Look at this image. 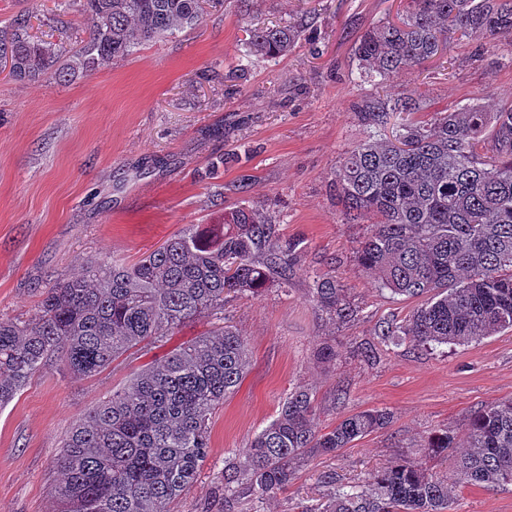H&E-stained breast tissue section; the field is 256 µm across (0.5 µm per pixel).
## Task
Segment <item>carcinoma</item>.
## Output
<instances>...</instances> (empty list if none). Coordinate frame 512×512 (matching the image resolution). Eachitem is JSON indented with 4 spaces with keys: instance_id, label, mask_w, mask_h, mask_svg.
<instances>
[{
    "instance_id": "obj_1",
    "label": "carcinoma",
    "mask_w": 512,
    "mask_h": 512,
    "mask_svg": "<svg viewBox=\"0 0 512 512\" xmlns=\"http://www.w3.org/2000/svg\"><path fill=\"white\" fill-rule=\"evenodd\" d=\"M201 2L84 0L89 38L67 59L35 39L21 15L0 28V66L17 81H69L193 26ZM450 34L511 39L512 0H408L398 21H380L359 37L355 54L366 77L384 84L436 57ZM299 37L294 27H260L247 46L255 56L277 57ZM417 111L405 93L358 103L367 136L340 162L334 184L347 214L375 219L357 248L360 266L394 295L426 297L403 324L382 328L380 342L410 336L423 346L468 344L512 328V108L470 104L379 135L393 115ZM296 251L295 243L280 247L262 210L242 207L216 224L186 225L133 263L82 262L77 275L44 289L31 319L0 320V408L50 367L91 377L142 342L164 345L186 322L224 313L226 291L258 296L273 273L288 285ZM311 296L332 320L356 313L327 274L314 279ZM247 365L244 338L222 326L89 408L57 461L56 512H170L205 465L211 414L240 386ZM316 411L308 390L288 393L247 452L224 465V512L275 496L295 465L390 423L389 413L366 409L320 432ZM460 446L457 483H512V400L477 411L463 439L445 428L424 444L433 453ZM320 482L328 493L301 512H447L452 492L415 461L384 469L366 485L342 486L334 473Z\"/></svg>"
}]
</instances>
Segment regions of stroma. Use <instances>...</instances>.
I'll list each match as a JSON object with an SVG mask.
<instances>
[{
	"mask_svg": "<svg viewBox=\"0 0 512 512\" xmlns=\"http://www.w3.org/2000/svg\"><path fill=\"white\" fill-rule=\"evenodd\" d=\"M83 0H0V27L28 13L31 33L64 50L88 36ZM406 0H237L205 6L199 21L139 45L125 59L60 84L20 82L0 71V319L26 320L49 283L78 262L132 261L189 224H212L238 206H258L281 243L299 253L287 288L257 297L224 296L226 324L248 344L240 387L210 419V451L198 480L171 512H224L216 492L225 460L243 455L288 393L313 392L316 429L364 409L390 424L333 455L310 458L288 489L254 503L255 512H301L326 489L368 481L406 460L454 483L449 512H512V484L460 485L456 461L424 441L448 428L464 434L474 412L512 398V329L465 345L381 344L386 324H402L420 299L377 287L355 253L367 222L348 221L333 185L344 154L364 137L354 106L377 93L360 78L357 39L397 19ZM304 24L287 55H249L260 26ZM391 93L420 102L415 121L470 103L512 105V42L451 36L441 55L399 73ZM335 276L359 308L335 323L315 308L313 273ZM218 321L186 323L167 345L132 352L90 378L64 371L34 377L0 409V512H53L56 461L74 421L170 349ZM336 347V363L317 357ZM374 346L376 357L359 351Z\"/></svg>",
	"mask_w": 512,
	"mask_h": 512,
	"instance_id": "1",
	"label": "stroma"
}]
</instances>
